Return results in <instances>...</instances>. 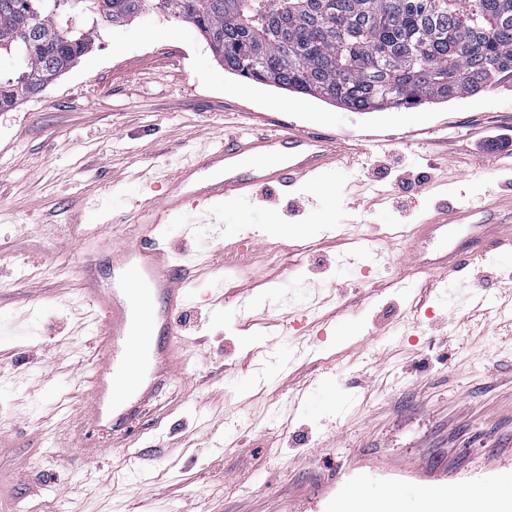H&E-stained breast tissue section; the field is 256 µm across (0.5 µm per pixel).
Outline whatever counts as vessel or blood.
I'll list each match as a JSON object with an SVG mask.
<instances>
[{
	"mask_svg": "<svg viewBox=\"0 0 512 512\" xmlns=\"http://www.w3.org/2000/svg\"><path fill=\"white\" fill-rule=\"evenodd\" d=\"M341 152L329 135L280 123L262 133L242 132L225 138L217 148L198 151L172 180L170 188L155 202L131 210L141 231L136 241L113 252V267L123 269L134 287L116 293L100 284L92 261L82 265L86 293L97 305L110 344L104 347L92 377L93 388L87 409L99 416L106 403L115 398L113 385L118 376L136 370L137 360L150 358L153 368L169 372L177 365L178 343L175 316L188 302L177 265L171 264L156 243V231L171 216L203 203L241 199L275 191L286 192L302 180H314L335 163ZM465 225L459 208L444 205L429 221L416 225L411 233L410 260H417V243L447 236ZM466 237L442 255L426 261L429 271L440 275L461 271L472 257L486 247L512 244V225H499L488 235L484 225L468 226ZM163 305L161 314L148 316L150 297Z\"/></svg>",
	"mask_w": 512,
	"mask_h": 512,
	"instance_id": "1",
	"label": "vessel or blood"
}]
</instances>
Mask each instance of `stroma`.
Here are the masks:
<instances>
[{
	"mask_svg": "<svg viewBox=\"0 0 512 512\" xmlns=\"http://www.w3.org/2000/svg\"><path fill=\"white\" fill-rule=\"evenodd\" d=\"M288 122L364 148L291 197L189 209L159 230L182 265L183 369H146L94 425L91 473L60 437L84 412L103 338L86 239L164 192L243 122ZM512 78L443 103L355 112L245 82L191 25L146 9L38 95L0 112V512H341L349 489L426 512L440 486H512V250L444 278L405 236L440 201L512 220ZM432 170L406 194L404 174ZM132 451H124V444ZM152 455L137 472L134 450Z\"/></svg>",
	"mask_w": 512,
	"mask_h": 512,
	"instance_id": "35a3bbf8",
	"label": "stroma"
}]
</instances>
